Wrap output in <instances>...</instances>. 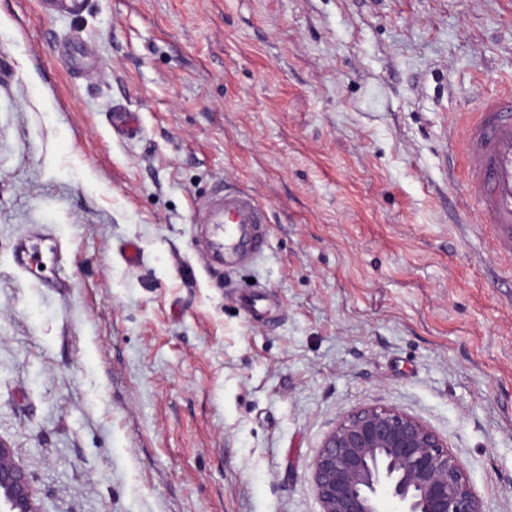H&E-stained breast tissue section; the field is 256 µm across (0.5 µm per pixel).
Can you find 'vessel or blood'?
Returning a JSON list of instances; mask_svg holds the SVG:
<instances>
[{"mask_svg": "<svg viewBox=\"0 0 512 512\" xmlns=\"http://www.w3.org/2000/svg\"><path fill=\"white\" fill-rule=\"evenodd\" d=\"M466 190L474 202L473 221L496 224L512 241V86L484 98L466 124ZM210 250L230 268L257 259L265 242L263 207L243 191L215 193L206 205Z\"/></svg>", "mask_w": 512, "mask_h": 512, "instance_id": "b4317fda", "label": "vessel or blood"}]
</instances>
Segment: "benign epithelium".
<instances>
[{
  "mask_svg": "<svg viewBox=\"0 0 512 512\" xmlns=\"http://www.w3.org/2000/svg\"><path fill=\"white\" fill-rule=\"evenodd\" d=\"M310 480L320 512H484L448 442L402 410L363 407L324 437ZM0 512H41L10 444L0 438Z\"/></svg>",
  "mask_w": 512,
  "mask_h": 512,
  "instance_id": "obj_1",
  "label": "benign epithelium"
}]
</instances>
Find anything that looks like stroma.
I'll list each match as a JSON object with an SVG mask.
<instances>
[{
  "label": "stroma",
  "instance_id": "1",
  "mask_svg": "<svg viewBox=\"0 0 512 512\" xmlns=\"http://www.w3.org/2000/svg\"><path fill=\"white\" fill-rule=\"evenodd\" d=\"M510 81L512 0H0V438L42 512H320L366 406L512 512V245L461 164ZM220 189L268 217L229 270Z\"/></svg>",
  "mask_w": 512,
  "mask_h": 512
}]
</instances>
